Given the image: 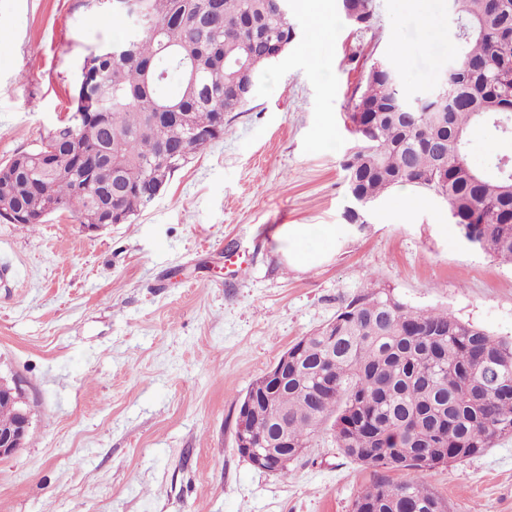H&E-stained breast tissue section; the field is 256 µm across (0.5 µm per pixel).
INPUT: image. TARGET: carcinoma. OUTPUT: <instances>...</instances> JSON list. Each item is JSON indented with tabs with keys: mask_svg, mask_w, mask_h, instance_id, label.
I'll return each instance as SVG.
<instances>
[{
	"mask_svg": "<svg viewBox=\"0 0 512 512\" xmlns=\"http://www.w3.org/2000/svg\"><path fill=\"white\" fill-rule=\"evenodd\" d=\"M133 27L84 59L75 86L71 127L47 137L59 161L45 167L29 152L0 175V207L39 224L52 207L80 224L112 216L130 223L153 202L152 190L173 171L150 158L156 146L183 158L224 136V117L242 109L231 76L236 63L250 77L275 42L289 44L293 29L281 0H140L138 13L92 0ZM457 16L455 64L442 94L410 97L392 63L371 60L365 86L355 91L345 121L353 141L343 162L348 224L363 232L373 205L390 189L410 186L444 202L461 236L486 254L512 262V157L477 170L468 160L469 134L485 128L512 136V0H452ZM345 19L373 26V0H343ZM197 62L196 84L186 64ZM189 117L200 130L186 128ZM119 158L115 196L99 169ZM288 381L275 407H259L263 423L276 416L270 437L285 429L288 447L310 448L324 429L374 480L353 512H402L404 502L447 503L425 481L424 459L440 448L452 462L474 457L512 435V339L446 311H417L383 289L352 299L310 336L289 347ZM410 473L393 483L387 472Z\"/></svg>",
	"mask_w": 512,
	"mask_h": 512,
	"instance_id": "cac0c4a2",
	"label": "carcinoma"
}]
</instances>
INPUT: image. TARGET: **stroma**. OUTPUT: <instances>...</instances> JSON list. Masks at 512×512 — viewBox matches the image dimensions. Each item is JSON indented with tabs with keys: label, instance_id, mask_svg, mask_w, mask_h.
I'll use <instances>...</instances> for the list:
<instances>
[{
	"label": "stroma",
	"instance_id": "1",
	"mask_svg": "<svg viewBox=\"0 0 512 512\" xmlns=\"http://www.w3.org/2000/svg\"><path fill=\"white\" fill-rule=\"evenodd\" d=\"M374 7L360 32L339 0H290L284 55L132 223H0V375L31 412L0 512H352L373 473L330 435L286 480L237 452L251 382L372 290L512 337V264L468 245L446 203L397 187L365 232L344 220L343 118L371 60L426 95L454 55L448 0ZM117 33L90 0H0V161L73 111L84 57ZM426 482L450 512H512V436Z\"/></svg>",
	"mask_w": 512,
	"mask_h": 512
}]
</instances>
